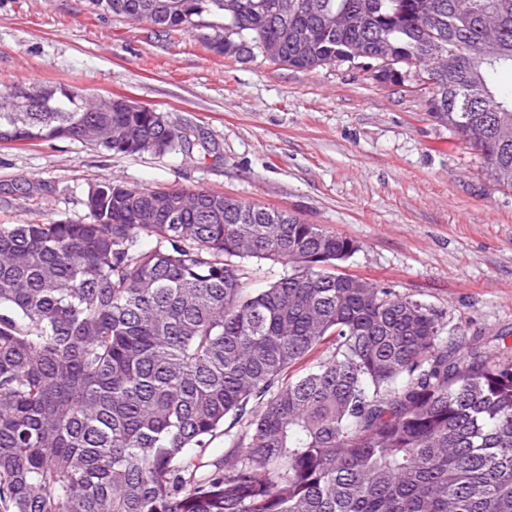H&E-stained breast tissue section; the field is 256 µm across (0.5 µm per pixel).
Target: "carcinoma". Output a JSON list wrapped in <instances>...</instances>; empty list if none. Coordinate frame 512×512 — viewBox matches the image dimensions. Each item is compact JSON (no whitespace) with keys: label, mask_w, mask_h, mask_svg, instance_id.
<instances>
[{"label":"carcinoma","mask_w":512,"mask_h":512,"mask_svg":"<svg viewBox=\"0 0 512 512\" xmlns=\"http://www.w3.org/2000/svg\"><path fill=\"white\" fill-rule=\"evenodd\" d=\"M88 0L200 34L227 58L316 70L376 65L431 76L429 116L512 189V0ZM503 24L492 46L484 6ZM359 66V65H357ZM362 71H367L363 65ZM58 85L0 112V143L90 141L153 150L157 113ZM189 194L199 206L171 212ZM211 192L88 190V221L0 224V512H512V360L427 304L337 271L358 244L279 209ZM284 270L250 285L249 263ZM224 438V454L212 445Z\"/></svg>","instance_id":"1"}]
</instances>
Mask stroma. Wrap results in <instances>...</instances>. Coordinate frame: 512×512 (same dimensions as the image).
<instances>
[{
	"mask_svg": "<svg viewBox=\"0 0 512 512\" xmlns=\"http://www.w3.org/2000/svg\"><path fill=\"white\" fill-rule=\"evenodd\" d=\"M67 84L164 113L192 153L107 156L87 143H0V224L85 220L94 184L230 195L355 240L342 263L433 307L445 335L512 359V190L424 101L357 68L314 71L207 51L197 35L0 0V84Z\"/></svg>",
	"mask_w": 512,
	"mask_h": 512,
	"instance_id": "35a3bbf8",
	"label": "stroma"
}]
</instances>
